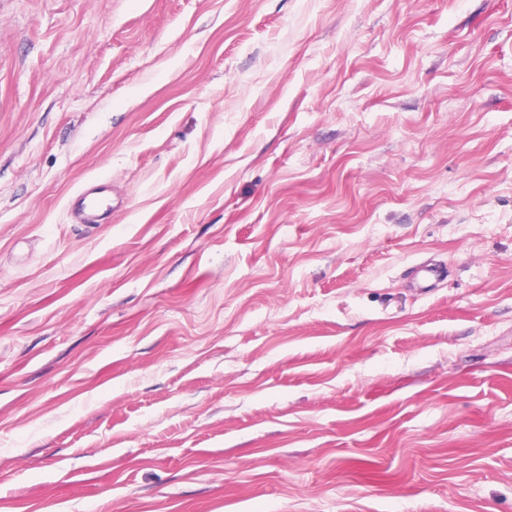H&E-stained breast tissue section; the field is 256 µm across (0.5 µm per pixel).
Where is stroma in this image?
Instances as JSON below:
<instances>
[{
  "label": "stroma",
  "mask_w": 512,
  "mask_h": 512,
  "mask_svg": "<svg viewBox=\"0 0 512 512\" xmlns=\"http://www.w3.org/2000/svg\"><path fill=\"white\" fill-rule=\"evenodd\" d=\"M0 512H512V0H0Z\"/></svg>",
  "instance_id": "stroma-1"
}]
</instances>
